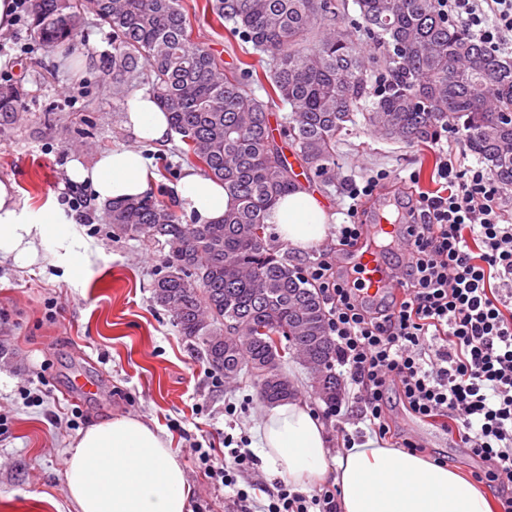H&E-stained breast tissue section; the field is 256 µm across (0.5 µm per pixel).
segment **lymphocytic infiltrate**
I'll list each match as a JSON object with an SVG mask.
<instances>
[{
	"mask_svg": "<svg viewBox=\"0 0 512 512\" xmlns=\"http://www.w3.org/2000/svg\"><path fill=\"white\" fill-rule=\"evenodd\" d=\"M447 21L463 23L490 53L512 50V0H437ZM437 173L447 195L419 192L404 205V257L386 299L366 302L350 272L328 253L305 270L328 307L336 362L358 404L356 420L379 437L391 432V397L417 417L441 423L469 456L484 462L476 481L494 488L501 512H512V190L481 162L453 151L464 127L449 124ZM392 181L379 170L350 183L348 223L338 225L340 246L366 235L356 223L360 204ZM216 457L193 442L189 451L209 477L227 487L225 512H340L337 489L310 493L285 483L249 480L258 459L247 437L225 435Z\"/></svg>",
	"mask_w": 512,
	"mask_h": 512,
	"instance_id": "obj_1",
	"label": "lymphocytic infiltrate"
}]
</instances>
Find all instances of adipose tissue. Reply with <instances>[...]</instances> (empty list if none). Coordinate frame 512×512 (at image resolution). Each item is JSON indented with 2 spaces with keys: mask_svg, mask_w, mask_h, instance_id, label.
I'll return each instance as SVG.
<instances>
[{
  "mask_svg": "<svg viewBox=\"0 0 512 512\" xmlns=\"http://www.w3.org/2000/svg\"><path fill=\"white\" fill-rule=\"evenodd\" d=\"M124 125L144 143L169 140L171 126L152 94L135 93ZM67 175L98 201L137 199L149 190L147 159L120 146L101 152L91 166L73 160ZM175 203L194 224L223 220L229 194L200 172L184 171ZM280 242L299 250L319 244L328 217L306 189L281 198L272 215ZM69 218L57 202L35 208L14 182L0 180V259L18 267L56 258ZM255 446L263 465L281 482L304 492L326 484L340 490L341 512H492L482 488L419 453L369 439L332 455L327 428L303 400L263 409ZM64 482L76 512H188L192 490L183 466L157 429L133 416L92 424L67 450Z\"/></svg>",
  "mask_w": 512,
  "mask_h": 512,
  "instance_id": "adipose-tissue-1",
  "label": "adipose tissue"
}]
</instances>
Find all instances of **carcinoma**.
<instances>
[{"instance_id": "cac0c4a2", "label": "carcinoma", "mask_w": 512, "mask_h": 512, "mask_svg": "<svg viewBox=\"0 0 512 512\" xmlns=\"http://www.w3.org/2000/svg\"><path fill=\"white\" fill-rule=\"evenodd\" d=\"M359 22L340 20L338 0H205L204 12L229 34L270 57L259 77L245 66L222 72L191 37L182 0H35L32 28L46 45L74 40L85 11L112 34L100 74L121 97L143 80L180 136L182 160L224 183L232 204L220 224H184L146 195L108 205L120 234L169 247L154 301L226 379L246 372L259 397L297 395L283 370L300 361L328 408L336 405V345L327 311L288 254L267 233L280 197L299 187L276 143L269 103L290 109L288 137L302 174L336 177V140L369 99L378 69L391 74L366 118L387 138L424 142L460 122L471 151L512 188V59L488 52L461 24L439 15L435 0H356ZM381 54L365 58L360 32ZM267 81L268 101L253 85ZM23 91L0 88V136L20 118Z\"/></svg>"}]
</instances>
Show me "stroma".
Instances as JSON below:
<instances>
[{
    "label": "stroma",
    "mask_w": 512,
    "mask_h": 512,
    "mask_svg": "<svg viewBox=\"0 0 512 512\" xmlns=\"http://www.w3.org/2000/svg\"><path fill=\"white\" fill-rule=\"evenodd\" d=\"M204 0H183L192 38L232 71L241 62L263 70L259 55L245 54L225 28L204 16ZM76 49L91 55L89 67L62 65V46H45L30 18L0 33L6 48L0 69L23 87V121L0 137V180L15 181L32 207L57 200L70 209L67 164H92L115 146L138 145L124 126L126 99L112 95L99 65L112 50L109 30L85 13ZM179 136L142 146L150 160V194L169 203L186 165ZM438 150L434 143L387 139L355 113L336 145V178L312 180L332 224L319 247L289 249L298 267L319 252L337 251L336 225L346 223L345 187L380 169L396 176L398 190L419 185L437 191ZM78 224L65 225V243L85 254L81 272L65 262L20 268L0 261V340L10 349L0 366V512H75L63 478L66 450L92 424L116 416L140 418L162 431L180 458L192 488L191 500L209 512H224V492L215 488L194 456L190 440L223 451L225 434L249 435L259 425L264 403L254 376L227 381L212 372L196 348L181 336L172 315L152 298V283L164 271L167 247L144 245L114 233L104 206L91 201ZM92 378L95 394L84 396L72 379ZM235 404L234 415L224 407ZM399 430L411 435L426 456L447 457L449 468L471 477L479 463L466 456L439 426L392 407Z\"/></svg>",
    "instance_id": "35a3bbf8"
}]
</instances>
